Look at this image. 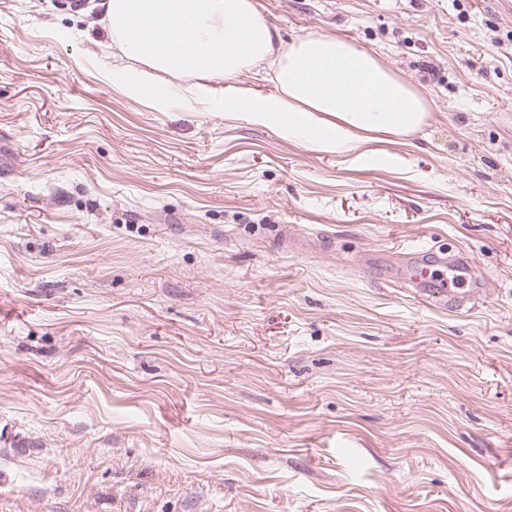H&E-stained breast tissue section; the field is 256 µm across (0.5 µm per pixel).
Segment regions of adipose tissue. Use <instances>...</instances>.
<instances>
[{"label": "adipose tissue", "mask_w": 512, "mask_h": 512, "mask_svg": "<svg viewBox=\"0 0 512 512\" xmlns=\"http://www.w3.org/2000/svg\"><path fill=\"white\" fill-rule=\"evenodd\" d=\"M124 62L107 75L133 98L189 112L221 108L327 154L350 155L370 135L427 125L424 97L371 53L322 34L277 44L255 0H108ZM171 83L163 84L159 74ZM273 76L261 94L250 76Z\"/></svg>", "instance_id": "obj_1"}]
</instances>
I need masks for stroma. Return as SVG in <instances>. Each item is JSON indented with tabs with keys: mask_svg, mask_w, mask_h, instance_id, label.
Here are the masks:
<instances>
[{
	"mask_svg": "<svg viewBox=\"0 0 512 512\" xmlns=\"http://www.w3.org/2000/svg\"><path fill=\"white\" fill-rule=\"evenodd\" d=\"M423 95L314 151L104 76L103 0H0V512H512V0H258ZM471 259L455 310L394 279Z\"/></svg>",
	"mask_w": 512,
	"mask_h": 512,
	"instance_id": "1",
	"label": "stroma"
}]
</instances>
